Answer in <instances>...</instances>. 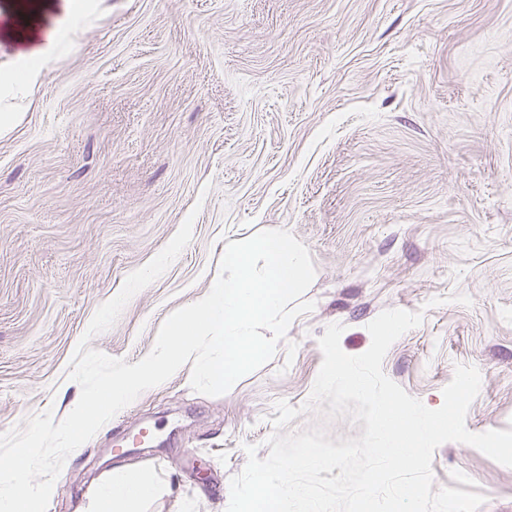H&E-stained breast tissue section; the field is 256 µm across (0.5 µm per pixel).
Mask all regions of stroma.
Returning a JSON list of instances; mask_svg holds the SVG:
<instances>
[{
  "label": "stroma",
  "instance_id": "obj_1",
  "mask_svg": "<svg viewBox=\"0 0 512 512\" xmlns=\"http://www.w3.org/2000/svg\"><path fill=\"white\" fill-rule=\"evenodd\" d=\"M34 54L0 135V433L70 413L97 309L186 217L189 244L90 348L149 353L228 242L283 228L315 267L267 364L216 397L182 371L141 393L67 457L47 512H94L129 467L157 485L138 512H226L275 403L308 401L326 327L356 356L387 309L423 314L387 377L436 409L476 367L467 428L512 429V0H0V70ZM432 469L512 512V467L447 442Z\"/></svg>",
  "mask_w": 512,
  "mask_h": 512
}]
</instances>
